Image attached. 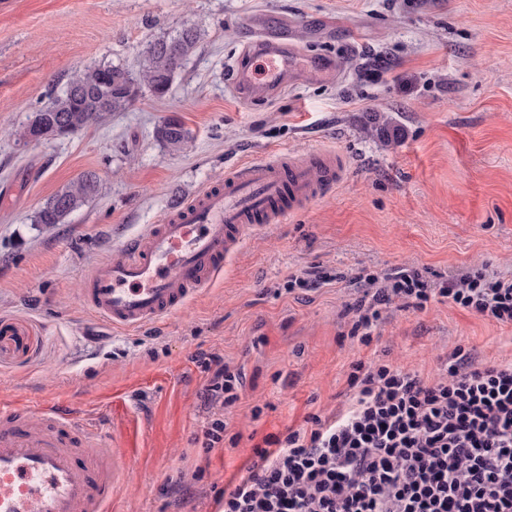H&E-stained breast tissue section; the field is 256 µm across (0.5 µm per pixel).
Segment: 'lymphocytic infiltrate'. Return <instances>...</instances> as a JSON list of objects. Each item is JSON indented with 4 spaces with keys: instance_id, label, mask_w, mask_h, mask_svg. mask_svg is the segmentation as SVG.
I'll list each match as a JSON object with an SVG mask.
<instances>
[{
    "instance_id": "obj_1",
    "label": "lymphocytic infiltrate",
    "mask_w": 512,
    "mask_h": 512,
    "mask_svg": "<svg viewBox=\"0 0 512 512\" xmlns=\"http://www.w3.org/2000/svg\"><path fill=\"white\" fill-rule=\"evenodd\" d=\"M351 282L362 294L346 306L349 335L366 346L397 302L422 311L437 299L512 326V276L483 266L358 272ZM197 360L208 400L233 406L241 367ZM347 382L345 409L254 445L245 475L217 496L219 512H512V361L458 346L430 378L359 360Z\"/></svg>"
}]
</instances>
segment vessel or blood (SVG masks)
<instances>
[{
	"label": "vessel or blood",
	"instance_id": "b4317fda",
	"mask_svg": "<svg viewBox=\"0 0 512 512\" xmlns=\"http://www.w3.org/2000/svg\"><path fill=\"white\" fill-rule=\"evenodd\" d=\"M247 62L231 69L245 102L268 101L297 79L330 80L336 65L303 54L287 29L259 30ZM326 153H282L246 161L194 200L174 202L160 223L125 245L122 258L94 266L86 306L119 328H139L177 312L238 253L249 233L283 223L340 176ZM122 454L102 445L98 428L53 407H0V512H107Z\"/></svg>",
	"mask_w": 512,
	"mask_h": 512
}]
</instances>
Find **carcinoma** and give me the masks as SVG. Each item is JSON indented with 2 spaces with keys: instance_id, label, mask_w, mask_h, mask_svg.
<instances>
[{
  "instance_id": "obj_1",
  "label": "carcinoma",
  "mask_w": 512,
  "mask_h": 512,
  "mask_svg": "<svg viewBox=\"0 0 512 512\" xmlns=\"http://www.w3.org/2000/svg\"><path fill=\"white\" fill-rule=\"evenodd\" d=\"M199 41L198 31L187 26L173 37H159L145 48V59L139 75L114 65L86 67L73 73L61 91L50 90L46 104L51 111L43 113L46 134L56 126L71 127L79 132L111 112H124L138 99L128 90L136 82L156 98L170 92L175 72L191 55ZM162 140L175 145L190 138L184 124L170 118L159 129ZM100 181L94 171H85L48 197L34 215L36 224H62L66 217L96 197Z\"/></svg>"
}]
</instances>
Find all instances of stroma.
Returning <instances> with one entry per match:
<instances>
[{"mask_svg": "<svg viewBox=\"0 0 512 512\" xmlns=\"http://www.w3.org/2000/svg\"><path fill=\"white\" fill-rule=\"evenodd\" d=\"M286 22L306 52L339 63L337 78L241 101L229 65L254 26ZM185 26L201 39L166 97L146 92L77 135L19 142L48 85L94 64L140 72L146 45ZM172 116L187 142L158 138ZM280 151H332L344 169L164 320L115 328L85 306L91 266L121 258L173 200ZM85 171L98 196L64 223H34ZM478 262L512 273V0H0V402L53 404L123 452L109 512H217L264 436L342 406L354 361L434 374L459 344L512 359V327L436 300L392 307L370 345L347 336L344 305L359 292L345 274ZM313 268L342 278L276 293ZM201 351L245 374L237 447L202 445L222 409L205 398Z\"/></svg>", "mask_w": 512, "mask_h": 512, "instance_id": "1", "label": "stroma"}]
</instances>
